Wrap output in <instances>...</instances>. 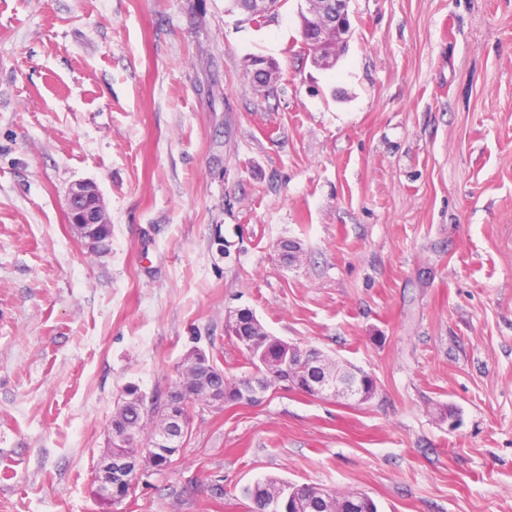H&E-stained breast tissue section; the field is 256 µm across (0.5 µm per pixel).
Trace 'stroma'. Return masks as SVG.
<instances>
[{
	"label": "stroma",
	"instance_id": "35a3bbf8",
	"mask_svg": "<svg viewBox=\"0 0 512 512\" xmlns=\"http://www.w3.org/2000/svg\"><path fill=\"white\" fill-rule=\"evenodd\" d=\"M230 5L0 0V512H247L267 478L512 512V0H349L330 69L306 0ZM79 181L105 249L67 222ZM244 307L375 395L194 404L170 468L103 500L123 387L164 398L196 348L244 375Z\"/></svg>",
	"mask_w": 512,
	"mask_h": 512
}]
</instances>
